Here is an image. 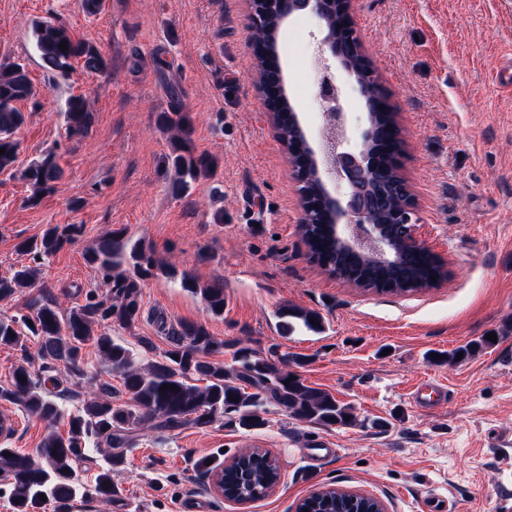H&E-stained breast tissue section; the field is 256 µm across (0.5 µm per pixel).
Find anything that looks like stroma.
Here are the masks:
<instances>
[{
  "label": "stroma",
  "mask_w": 512,
  "mask_h": 512,
  "mask_svg": "<svg viewBox=\"0 0 512 512\" xmlns=\"http://www.w3.org/2000/svg\"><path fill=\"white\" fill-rule=\"evenodd\" d=\"M248 10L247 0H104L93 16L80 0H0V62L26 64L36 91L20 105L15 168L0 172V275L27 264L17 243L73 224L78 234L41 265L40 283L65 309L90 293L111 298L85 251L124 231L178 270L146 278L140 319L112 331L136 364L169 349L172 327L198 323L224 343L211 362L232 366L240 341L276 364L302 357L306 384L356 416L326 428L271 405L266 425L252 431L221 418L165 432L144 425L113 474L112 501L94 498L73 512H179L187 498L201 499L205 512H294L324 486L364 490L390 512H417L431 496L447 498L451 512H512V88L496 80L512 67V0L355 2L357 31L397 114L416 236L448 267L439 287L404 295L352 287L308 260L299 184L251 68ZM38 20L96 44L108 70L78 67L63 78L42 67ZM320 37L306 12L288 18L279 36L285 92L314 146L323 131ZM173 85L194 149L218 162L185 196L172 192V134L157 123L172 107ZM73 95L95 114L81 137L68 136L64 122ZM48 151L63 175L35 200L18 171ZM183 271L202 286L223 282L222 314L182 288ZM289 310L319 313L322 330L298 321L284 329ZM491 333L492 347L448 362V353ZM81 364L92 376L79 382L56 365L58 392L120 386L94 347H84ZM428 379L445 383L448 398L423 408L411 393ZM0 420L24 453L48 430H67L66 420L51 426L2 399ZM324 441L335 455L313 457ZM247 448L269 450L280 481L261 500L226 501L196 463Z\"/></svg>",
  "instance_id": "obj_1"
}]
</instances>
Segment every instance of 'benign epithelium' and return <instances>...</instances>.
Returning a JSON list of instances; mask_svg holds the SVG:
<instances>
[{"instance_id": "7a95c632", "label": "benign epithelium", "mask_w": 512, "mask_h": 512, "mask_svg": "<svg viewBox=\"0 0 512 512\" xmlns=\"http://www.w3.org/2000/svg\"><path fill=\"white\" fill-rule=\"evenodd\" d=\"M250 4L248 20L256 26L279 9L283 20L309 11L324 29L317 45V63L323 74L320 96L324 102V134L318 148L310 146L308 151L338 241L360 256L380 262L392 260L390 246L400 228L405 229L408 243L424 247L415 235L416 207L409 186H404L406 202L392 208L387 186L376 184L380 154L372 149V142L376 112L382 108L376 97L380 83L355 27L354 0H250ZM335 62L354 75L357 91L365 100L367 126L358 137L352 134L340 104L341 92L331 76ZM349 495L362 502V512H389L382 500L367 492L351 491Z\"/></svg>"}]
</instances>
